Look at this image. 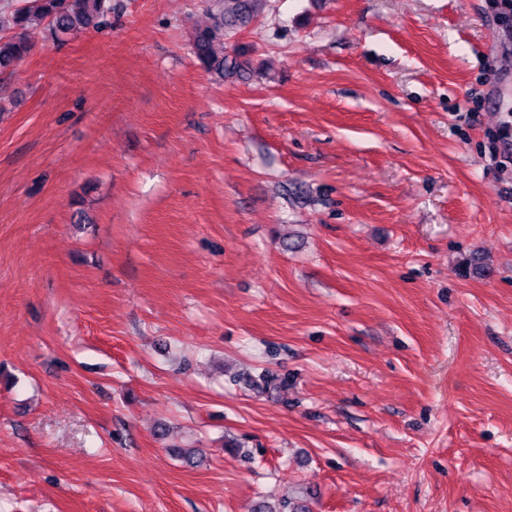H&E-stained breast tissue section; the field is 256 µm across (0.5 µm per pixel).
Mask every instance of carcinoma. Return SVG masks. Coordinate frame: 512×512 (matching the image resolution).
I'll return each mask as SVG.
<instances>
[{
    "label": "carcinoma",
    "mask_w": 512,
    "mask_h": 512,
    "mask_svg": "<svg viewBox=\"0 0 512 512\" xmlns=\"http://www.w3.org/2000/svg\"><path fill=\"white\" fill-rule=\"evenodd\" d=\"M212 24L192 35V52L198 64L222 78L239 70L236 57L222 51L226 35L254 15L257 0H209ZM112 17V0H23L22 5L0 6V70H9L31 52L27 31L43 25L53 41H63L87 29L107 24Z\"/></svg>",
    "instance_id": "cac0c4a2"
}]
</instances>
